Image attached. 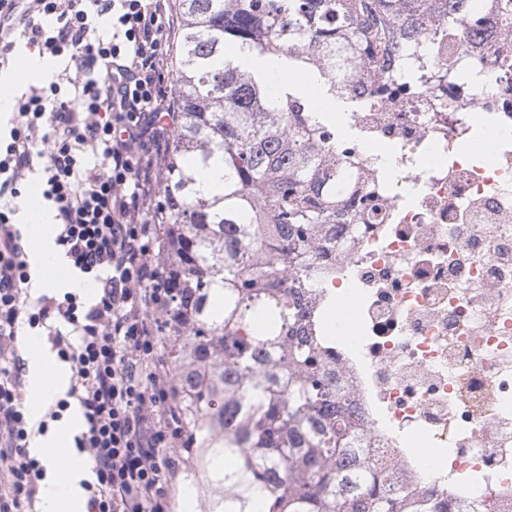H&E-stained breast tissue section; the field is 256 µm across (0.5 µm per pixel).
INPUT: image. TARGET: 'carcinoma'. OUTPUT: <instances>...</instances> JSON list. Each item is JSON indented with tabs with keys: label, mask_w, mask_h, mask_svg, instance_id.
<instances>
[{
	"label": "carcinoma",
	"mask_w": 512,
	"mask_h": 512,
	"mask_svg": "<svg viewBox=\"0 0 512 512\" xmlns=\"http://www.w3.org/2000/svg\"><path fill=\"white\" fill-rule=\"evenodd\" d=\"M179 119L158 196L179 277L165 349L194 443L189 481L221 488L211 512H434L405 503L352 448L345 395L326 382L305 326L303 288L321 241L336 233L344 177L323 111L358 81L388 79L386 36L423 26L477 32L494 17L512 40V0H179ZM235 52L266 59L256 73ZM426 72L421 86L452 77ZM288 71L323 88L281 83ZM216 156L224 188L196 172ZM197 180L200 191L206 194L217 193L224 186V165L220 161L213 162L210 167L200 173Z\"/></svg>",
	"instance_id": "obj_1"
}]
</instances>
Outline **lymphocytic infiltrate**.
<instances>
[{
	"mask_svg": "<svg viewBox=\"0 0 512 512\" xmlns=\"http://www.w3.org/2000/svg\"><path fill=\"white\" fill-rule=\"evenodd\" d=\"M170 0H24L0 35V68L19 43L67 59L56 80L17 99L0 134V512H44L47 467L30 454L76 408L77 448L91 472L86 512H171L186 438L162 356L172 276L156 205L178 116L170 87ZM55 211L70 266L95 281L93 301L29 295V241L15 199L32 175ZM38 331L74 374L64 397L28 411L21 334Z\"/></svg>",
	"mask_w": 512,
	"mask_h": 512,
	"instance_id": "f902f5d3",
	"label": "lymphocytic infiltrate"
}]
</instances>
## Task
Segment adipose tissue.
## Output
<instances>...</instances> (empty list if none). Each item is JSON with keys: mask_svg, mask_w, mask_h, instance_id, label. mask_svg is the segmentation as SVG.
Here are the masks:
<instances>
[{"mask_svg": "<svg viewBox=\"0 0 512 512\" xmlns=\"http://www.w3.org/2000/svg\"><path fill=\"white\" fill-rule=\"evenodd\" d=\"M22 219L37 226L31 239V260L35 274L30 286L42 290L47 286L43 277L47 257L58 260L63 257L52 233L54 214L50 209L33 204L24 210ZM69 376L68 369L57 363L49 349L42 348L31 354L28 361L31 413H38L45 401L63 396L68 389ZM67 435V428L62 427L35 437L31 443L32 452L45 458L50 467L43 488L46 512H82L84 507L79 471L67 455Z\"/></svg>", "mask_w": 512, "mask_h": 512, "instance_id": "adipose-tissue-1", "label": "adipose tissue"}]
</instances>
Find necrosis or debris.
Listing matches in <instances>:
<instances>
[{
	"instance_id": "1",
	"label": "necrosis or debris",
	"mask_w": 512,
	"mask_h": 512,
	"mask_svg": "<svg viewBox=\"0 0 512 512\" xmlns=\"http://www.w3.org/2000/svg\"><path fill=\"white\" fill-rule=\"evenodd\" d=\"M500 42L492 21L393 38L399 75L452 54L457 80L411 98L355 86L363 139L354 158L345 138L332 150L349 193L373 183L378 195L306 278L355 448L395 494L448 512H512V75L491 63ZM482 123L497 134L488 153ZM340 289L342 331L330 312Z\"/></svg>"
}]
</instances>
